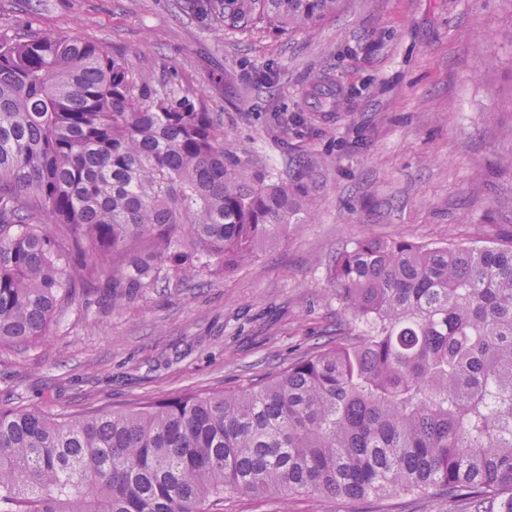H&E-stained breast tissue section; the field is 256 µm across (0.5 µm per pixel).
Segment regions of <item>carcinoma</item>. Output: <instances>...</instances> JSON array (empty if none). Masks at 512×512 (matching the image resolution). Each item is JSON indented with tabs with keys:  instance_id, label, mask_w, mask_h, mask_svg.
I'll return each mask as SVG.
<instances>
[{
	"instance_id": "1",
	"label": "carcinoma",
	"mask_w": 512,
	"mask_h": 512,
	"mask_svg": "<svg viewBox=\"0 0 512 512\" xmlns=\"http://www.w3.org/2000/svg\"><path fill=\"white\" fill-rule=\"evenodd\" d=\"M343 0H202L292 33ZM238 166L194 98L53 34L0 40V344L47 335L88 279L112 298L228 272L308 217ZM100 263L90 265L87 256ZM329 279L358 336L222 394L81 416L0 406V512H224L238 495L434 499L512 512V240L363 238Z\"/></svg>"
}]
</instances>
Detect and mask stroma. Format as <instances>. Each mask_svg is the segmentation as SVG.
<instances>
[{"mask_svg":"<svg viewBox=\"0 0 512 512\" xmlns=\"http://www.w3.org/2000/svg\"><path fill=\"white\" fill-rule=\"evenodd\" d=\"M482 32L488 46L475 52ZM58 33L193 95L241 165L301 177L314 216L250 264L62 311L39 343L0 346V402L81 415L276 376L327 342L336 250L361 238L512 239V0H344L315 31L225 26L189 0H0V39ZM339 100L322 107L314 82ZM224 512H349L310 494Z\"/></svg>","mask_w":512,"mask_h":512,"instance_id":"35a3bbf8","label":"stroma"}]
</instances>
